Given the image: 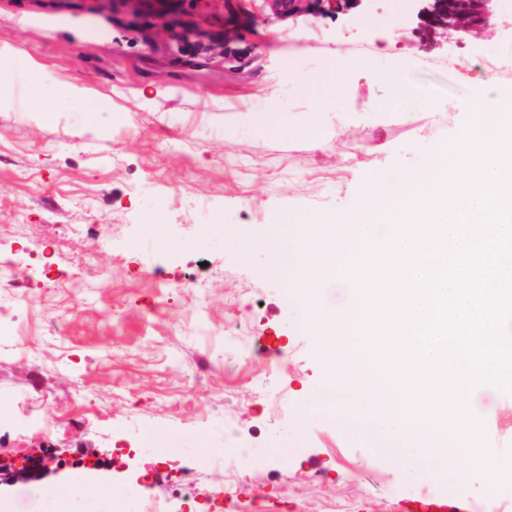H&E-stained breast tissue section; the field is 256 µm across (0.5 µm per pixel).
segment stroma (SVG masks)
I'll return each mask as SVG.
<instances>
[{
  "label": "stroma",
  "mask_w": 512,
  "mask_h": 512,
  "mask_svg": "<svg viewBox=\"0 0 512 512\" xmlns=\"http://www.w3.org/2000/svg\"><path fill=\"white\" fill-rule=\"evenodd\" d=\"M114 7L106 46L79 41L96 20L78 9L0 13V50L17 52L0 61V261L60 239L56 273L34 274L28 300L0 288V320L19 327L0 335V392L46 400L65 444L92 438L113 456L102 492L73 512H112L116 500L134 512L125 490L185 458L200 502L223 489L238 512H388L425 491L511 498L512 483L492 487L456 451L434 469L374 414L353 422L361 387L327 386L321 332L280 252L292 226L347 215L371 174L413 172L477 120L458 103L483 82L512 92V0H489L479 35L432 40L415 0H303L293 15L207 0L147 29L122 0ZM187 29L211 36V50L178 52L172 35ZM335 62L340 92L305 97L303 76ZM42 82L95 94L110 121L68 104L41 115L29 91ZM265 107L282 113L283 136L250 122ZM101 224L112 247L97 263L112 285L73 287ZM256 240L281 249L242 261L237 244ZM191 261L210 288L181 286ZM241 320L281 351L265 374L245 362L248 336L227 331ZM281 394L288 409L274 420ZM228 395L229 419L264 435L233 472L211 466L228 453L214 415ZM470 405L497 457L511 452L512 394L483 385Z\"/></svg>",
  "instance_id": "obj_1"
}]
</instances>
